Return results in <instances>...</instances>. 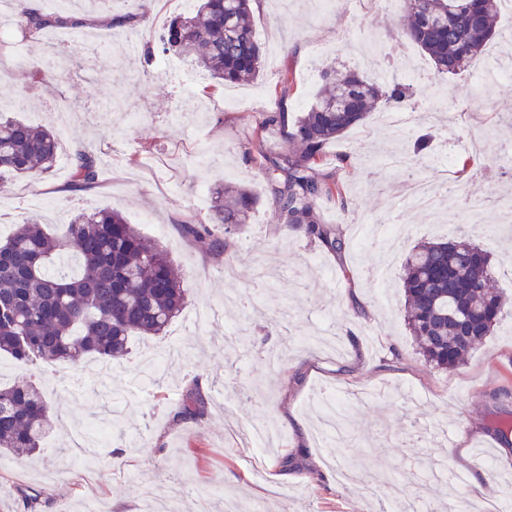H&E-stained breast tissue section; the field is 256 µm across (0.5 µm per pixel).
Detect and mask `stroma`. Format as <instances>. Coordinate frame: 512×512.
Segmentation results:
<instances>
[{
	"instance_id": "1",
	"label": "stroma",
	"mask_w": 512,
	"mask_h": 512,
	"mask_svg": "<svg viewBox=\"0 0 512 512\" xmlns=\"http://www.w3.org/2000/svg\"><path fill=\"white\" fill-rule=\"evenodd\" d=\"M253 22L262 80L211 95L209 76L192 63L174 72L162 56L148 66L115 54L106 26L53 31L59 50L79 65L36 85L25 70L55 65L44 39L0 47V102L23 101L19 119L53 125L61 143L51 173L31 181L40 205L0 191V244L28 219L60 233L78 213L109 208L163 246L186 290L165 334L132 339L128 354L97 377L0 357L9 369L0 383L31 381L55 421L37 463L0 450V512H24L23 489L39 496L44 512H142L146 489L178 499L181 512H197L202 501L209 512H224L230 494L239 512L256 502L262 512H378L396 484L419 504L424 471L442 485L449 471L475 469L487 478L468 486L472 501L512 502V441L498 433L512 423V281L505 275L512 237H502L498 223L500 198L512 193V153L498 148L502 119L512 113V48L491 42L467 71L437 74L416 45L403 44L401 18L384 0H263ZM399 45L406 54L391 74H424L413 85L422 112L415 130L434 131L457 156L482 138L492 162L442 194L439 214L405 197L406 179L389 163L406 152L407 133L371 115L327 149V169L344 182L349 207L325 202L320 213L342 229V253L284 232L266 201L242 233L216 228L223 252L182 232L199 215L192 205L199 188L229 181L261 190L243 153L261 113L299 115L324 69L380 80L379 68L362 63L363 51ZM281 83L289 87L282 100L273 93ZM146 142L153 150L142 166L127 165ZM79 146L97 155L101 175L71 194L69 156ZM474 203L484 206L475 226L466 222ZM357 224L398 225L409 247L463 232L490 255L492 285L508 304L495 333L464 364L444 371L424 362L404 320L403 259L356 247ZM231 292L252 295L258 310L225 302ZM334 389L375 398L353 409L347 438L326 447L315 439L318 398ZM191 390L203 396L205 413L178 418ZM255 421L273 438L263 455L265 486L237 438ZM112 449L117 457H109Z\"/></svg>"
}]
</instances>
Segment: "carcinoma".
Wrapping results in <instances>:
<instances>
[{"mask_svg": "<svg viewBox=\"0 0 512 512\" xmlns=\"http://www.w3.org/2000/svg\"><path fill=\"white\" fill-rule=\"evenodd\" d=\"M254 0H192L189 10L170 19L154 42L144 45L147 63L175 53L205 70L218 90L226 83L262 77L263 53L252 25ZM502 0H406L402 34L419 46L441 74L468 70L495 37ZM88 19L40 5L19 15L25 41L50 29H80ZM321 87L288 125V113L262 116L244 149L255 163L264 197L280 223L337 253L345 248L339 227L325 223L319 202L346 206V191L325 171V147L378 109L410 107L412 85L368 81L356 72L338 76L324 70ZM286 129L293 148L270 155L264 132ZM59 150L57 135L22 120L0 117V188L11 178L51 171ZM72 184L95 185L99 159L78 147L71 157ZM259 203L243 186L215 191L210 212L199 223L182 225L199 241L211 240L210 225L242 229ZM489 256L470 240L424 241L408 252L402 288L406 322L425 362L439 369L459 366L498 326L507 301L489 286ZM185 303V290L165 250L144 239L118 212L103 208L79 214L62 237L32 222L16 226L0 245V354L19 363L68 362L74 368L92 358L127 353L134 337L163 333ZM202 399L191 391L179 416L201 413ZM54 422L48 402L30 382L0 388V449L23 459L41 450Z\"/></svg>", "mask_w": 512, "mask_h": 512, "instance_id": "carcinoma-1", "label": "carcinoma"}]
</instances>
